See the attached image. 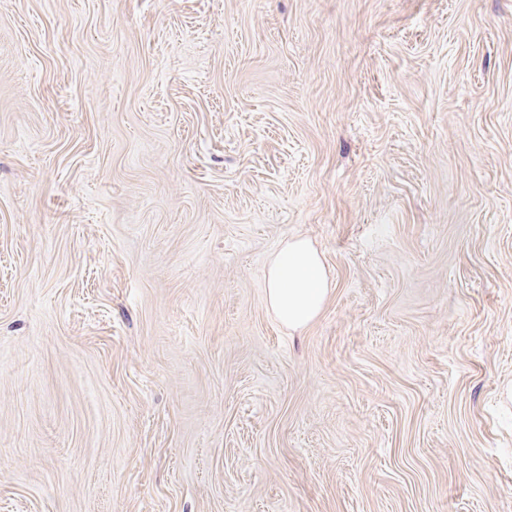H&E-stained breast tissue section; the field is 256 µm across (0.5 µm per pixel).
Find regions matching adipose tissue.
Segmentation results:
<instances>
[{
	"label": "adipose tissue",
	"instance_id": "obj_1",
	"mask_svg": "<svg viewBox=\"0 0 512 512\" xmlns=\"http://www.w3.org/2000/svg\"><path fill=\"white\" fill-rule=\"evenodd\" d=\"M266 293L282 323L293 329L306 326L316 317L328 293L317 253L303 241L286 244L271 263Z\"/></svg>",
	"mask_w": 512,
	"mask_h": 512
}]
</instances>
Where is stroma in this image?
I'll return each instance as SVG.
<instances>
[{
	"label": "stroma",
	"instance_id": "stroma-1",
	"mask_svg": "<svg viewBox=\"0 0 512 512\" xmlns=\"http://www.w3.org/2000/svg\"><path fill=\"white\" fill-rule=\"evenodd\" d=\"M0 512H512V0H0ZM267 301L289 328L306 326L320 311L327 278L317 253L305 241L287 243L271 263Z\"/></svg>",
	"mask_w": 512,
	"mask_h": 512
}]
</instances>
